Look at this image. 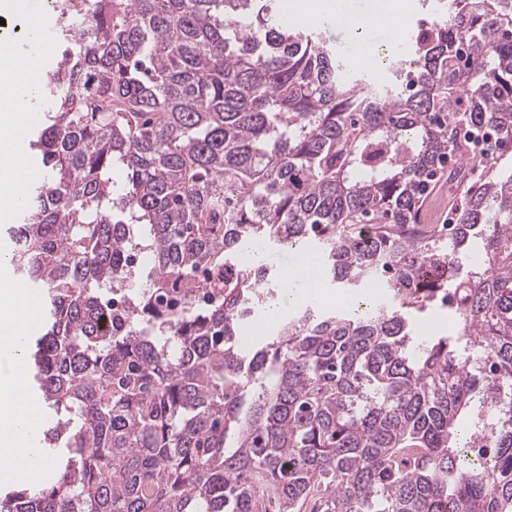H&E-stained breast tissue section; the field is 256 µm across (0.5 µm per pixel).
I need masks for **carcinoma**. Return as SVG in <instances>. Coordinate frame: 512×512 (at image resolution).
Returning a JSON list of instances; mask_svg holds the SVG:
<instances>
[{
  "label": "carcinoma",
  "instance_id": "obj_1",
  "mask_svg": "<svg viewBox=\"0 0 512 512\" xmlns=\"http://www.w3.org/2000/svg\"><path fill=\"white\" fill-rule=\"evenodd\" d=\"M423 6L374 86L278 0H58L44 181L7 229L53 475L0 512H512V0ZM445 173L446 231L419 223ZM255 238L390 299L297 306L252 350L240 314L284 301ZM436 304L454 333L418 335Z\"/></svg>",
  "mask_w": 512,
  "mask_h": 512
}]
</instances>
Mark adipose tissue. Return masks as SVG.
I'll list each match as a JSON object with an SVG mask.
<instances>
[{"label":"adipose tissue","instance_id":"ef3b65f1","mask_svg":"<svg viewBox=\"0 0 512 512\" xmlns=\"http://www.w3.org/2000/svg\"><path fill=\"white\" fill-rule=\"evenodd\" d=\"M33 61L19 57L13 44L0 42V219L23 201L33 176L16 149L17 133L32 121L30 104L37 93ZM33 291L15 281L9 261L0 258V481L22 482L34 460L30 434L38 419L25 396L21 363L25 336L39 315Z\"/></svg>","mask_w":512,"mask_h":512}]
</instances>
